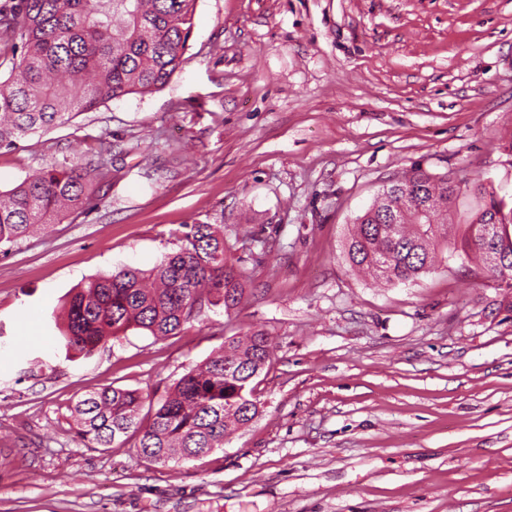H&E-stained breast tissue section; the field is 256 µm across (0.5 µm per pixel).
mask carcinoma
Here are the masks:
<instances>
[{
	"label": "carcinoma",
	"mask_w": 512,
	"mask_h": 512,
	"mask_svg": "<svg viewBox=\"0 0 512 512\" xmlns=\"http://www.w3.org/2000/svg\"><path fill=\"white\" fill-rule=\"evenodd\" d=\"M195 0H11L0 6V150L69 123L80 112L127 95L163 88L181 69ZM20 43H15V40ZM112 148L87 161L55 162L0 192V246L35 235L44 224L105 198L112 188ZM482 203L461 239L448 238L443 216L459 183L414 167L382 186L356 218L344 244L357 272L388 283L415 281L436 250L463 252L489 278L512 288V206L480 184ZM177 252L148 271L121 270L76 289L62 338L74 358L88 357L131 327L156 338L175 335L204 306L240 302L245 272L224 261L218 224H186ZM268 332L231 336L192 366L142 414L136 390L104 387L69 408L70 427L86 448L134 442L152 463L186 461L224 447L259 415L251 383L271 362Z\"/></svg>",
	"instance_id": "carcinoma-1"
}]
</instances>
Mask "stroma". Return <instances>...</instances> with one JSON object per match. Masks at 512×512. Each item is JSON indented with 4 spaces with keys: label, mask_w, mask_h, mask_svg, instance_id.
<instances>
[{
    "label": "stroma",
    "mask_w": 512,
    "mask_h": 512,
    "mask_svg": "<svg viewBox=\"0 0 512 512\" xmlns=\"http://www.w3.org/2000/svg\"><path fill=\"white\" fill-rule=\"evenodd\" d=\"M186 57L0 151L7 191L112 148L106 199L0 252V512H512V288L444 252L397 286L343 256L415 166L512 203V0H196ZM199 222L223 225L242 302L68 359L73 288L153 268ZM254 329L261 413L223 448L160 465L70 431L72 400H159Z\"/></svg>",
    "instance_id": "obj_1"
}]
</instances>
